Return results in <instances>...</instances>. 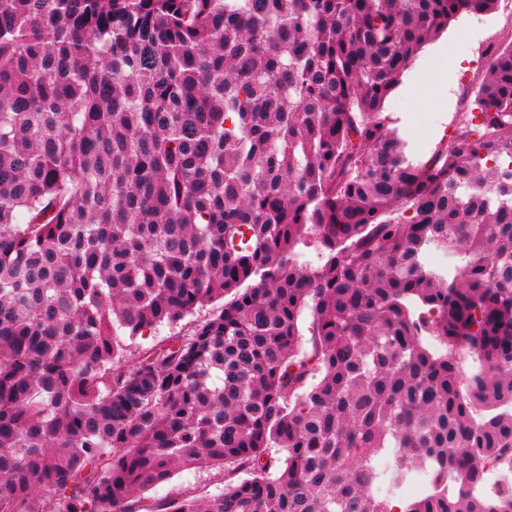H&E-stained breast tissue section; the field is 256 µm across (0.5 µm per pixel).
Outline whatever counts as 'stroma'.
I'll use <instances>...</instances> for the list:
<instances>
[{"mask_svg":"<svg viewBox=\"0 0 512 512\" xmlns=\"http://www.w3.org/2000/svg\"><path fill=\"white\" fill-rule=\"evenodd\" d=\"M505 22V13L500 9L488 14H464L450 22L435 47L447 50L449 62L456 65L455 79L447 96L442 97L432 91L427 93L426 111H417L415 102L407 95L392 94L386 112L406 139L412 156L428 157L443 135L454 134L458 129L463 106L486 72L485 49L492 44H501L507 38ZM435 47H424L416 56L415 65L431 69L436 59ZM214 309V304H207L178 324L156 327L130 341L128 360H135L140 350L163 344L169 337L189 334L194 325L211 316ZM223 487L224 478L217 471L180 469L171 479L149 490L148 495L153 500L181 495L207 497L220 493Z\"/></svg>","mask_w":512,"mask_h":512,"instance_id":"obj_1","label":"stroma"}]
</instances>
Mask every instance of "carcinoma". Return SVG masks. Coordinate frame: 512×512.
I'll list each match as a JSON object with an SVG mask.
<instances>
[{
  "mask_svg": "<svg viewBox=\"0 0 512 512\" xmlns=\"http://www.w3.org/2000/svg\"><path fill=\"white\" fill-rule=\"evenodd\" d=\"M499 2L0 0V512H393L417 470L403 512H512L473 492L512 459V39L483 131L414 163L386 115ZM198 468L250 478L144 497ZM218 301L216 303H209L199 309H197L193 315L186 317L176 325H162L156 327L151 332L147 331L145 336H138L135 340H129L127 336L123 337L128 346L127 362L132 364L135 358L138 356V351L147 349L155 345L165 343L170 336H187L194 325L205 320L212 315L213 311L222 303Z\"/></svg>",
  "mask_w": 512,
  "mask_h": 512,
  "instance_id": "1",
  "label": "carcinoma"
}]
</instances>
